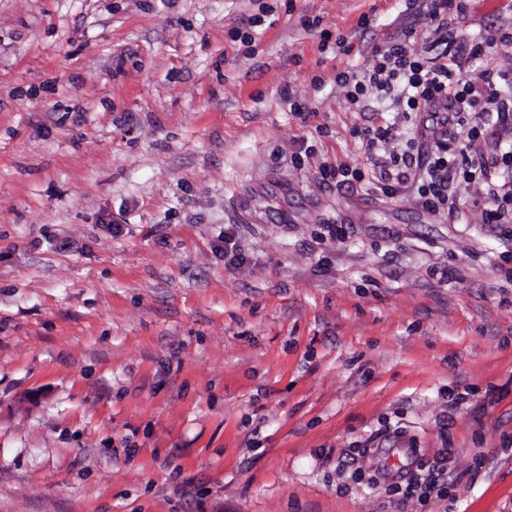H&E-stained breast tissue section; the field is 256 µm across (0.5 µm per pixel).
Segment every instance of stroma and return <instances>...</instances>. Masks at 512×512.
<instances>
[{
    "instance_id": "35a3bbf8",
    "label": "stroma",
    "mask_w": 512,
    "mask_h": 512,
    "mask_svg": "<svg viewBox=\"0 0 512 512\" xmlns=\"http://www.w3.org/2000/svg\"><path fill=\"white\" fill-rule=\"evenodd\" d=\"M403 8L0 0V512H512V223L320 180Z\"/></svg>"
}]
</instances>
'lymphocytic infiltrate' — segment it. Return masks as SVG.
I'll return each mask as SVG.
<instances>
[{"instance_id": "obj_1", "label": "lymphocytic infiltrate", "mask_w": 512, "mask_h": 512, "mask_svg": "<svg viewBox=\"0 0 512 512\" xmlns=\"http://www.w3.org/2000/svg\"><path fill=\"white\" fill-rule=\"evenodd\" d=\"M462 11V0H427L430 31L423 40L401 29L372 47L367 66L338 73L336 82L345 88L350 108L386 100L401 116L400 123L361 132L367 151L386 153L373 177L378 195L395 196L412 182L424 207L451 215L459 210L451 184L476 181L488 200L486 223L511 224L512 179L498 175L495 158L467 152L458 161L448 156L458 132L471 142L485 126L512 127V93L497 88L493 70H484L476 82L452 68L463 55L484 59L495 50H512V35L490 32L467 42L450 29L453 14Z\"/></svg>"}]
</instances>
